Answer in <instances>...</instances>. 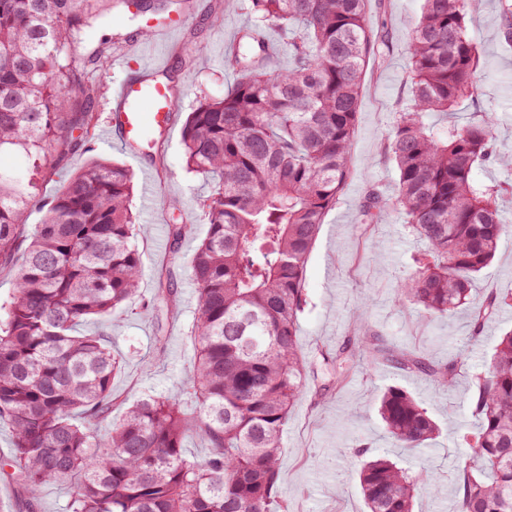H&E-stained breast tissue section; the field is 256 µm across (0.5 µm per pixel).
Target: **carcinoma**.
I'll use <instances>...</instances> for the list:
<instances>
[{"label":"carcinoma","instance_id":"1","mask_svg":"<svg viewBox=\"0 0 512 512\" xmlns=\"http://www.w3.org/2000/svg\"><path fill=\"white\" fill-rule=\"evenodd\" d=\"M254 30L295 33L292 66L270 71L248 48L241 77L220 98L204 97L182 130L186 167L211 181L203 200L207 231L189 260L198 290L191 329L196 362L184 395L133 403L94 426L114 401L120 360L99 336L77 327L105 318L138 292L134 181L124 166L91 159L58 190L43 223L28 235L25 214L37 185L88 145L97 126L94 88L80 51L105 63L103 21L128 0H0V155L26 161L25 175L0 170V271L15 290L0 316V422L13 451L0 470L35 495L51 480L70 485L68 512H278L282 433L310 365L299 345L309 255L326 214L352 176L351 151L365 67L384 46L370 20L372 0H228ZM475 0H423L409 35L412 97L398 113L388 153L398 171L394 198L371 190L366 224L397 209L426 253L398 287L399 302L430 317L469 304L479 273L512 232L497 190L474 176L494 161L512 165L496 144L492 113L446 121L475 98L481 74L467 26ZM512 293L491 295L476 325ZM365 351L403 370L453 386L461 361L443 366L362 337ZM468 451L458 466L456 512H512V329L472 372ZM386 431L419 449L437 425L407 389L378 400ZM211 448L185 455L188 433ZM367 512H413L422 487L385 455L358 472Z\"/></svg>","mask_w":512,"mask_h":512}]
</instances>
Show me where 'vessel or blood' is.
<instances>
[{"label":"vessel or blood","mask_w":512,"mask_h":512,"mask_svg":"<svg viewBox=\"0 0 512 512\" xmlns=\"http://www.w3.org/2000/svg\"><path fill=\"white\" fill-rule=\"evenodd\" d=\"M166 67L162 60L139 63L134 73L111 89L112 112L107 132L130 153H138L144 127H152L163 135L174 128L173 90L158 79Z\"/></svg>","instance_id":"1"}]
</instances>
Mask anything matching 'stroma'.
Segmentation results:
<instances>
[{"label":"stroma","mask_w":512,"mask_h":512,"mask_svg":"<svg viewBox=\"0 0 512 512\" xmlns=\"http://www.w3.org/2000/svg\"><path fill=\"white\" fill-rule=\"evenodd\" d=\"M421 13L420 0H373L371 23L382 32L389 48L366 69L352 147L353 175L327 213L306 269L307 304L300 316V343L313 367L323 355L345 352L352 361L340 387L322 389V377L309 376L292 409L282 436L279 502L282 512H364L357 472L368 457L383 454L414 472L430 469L447 486V496L420 493L414 512H454L458 462L465 454L460 435L470 423L467 411L469 371L489 357L502 331L512 328V307L503 308L485 323L472 325L471 307H462L451 320L430 319L397 301L398 283L414 270V258L425 248L391 211L377 224L360 221V205L371 189L394 195L397 171L387 144L398 112L411 96L407 37ZM182 30L171 43L159 46L151 33L153 15L134 19L113 14L99 30L109 43L108 63L84 65L98 88L95 110L98 127L91 152L64 159L56 174L38 192L40 202L26 214L28 229L42 223L44 201L60 183L91 157L105 158L129 168L136 188L156 186L154 207L137 202L140 213L137 244L142 255L140 290L131 303L117 310L114 320L91 321L83 333L104 337L121 359L112 383L115 401L112 419L145 394L180 392L195 363L190 329L197 315L198 295L190 278L188 260L204 238L201 203L210 191L202 176L188 172L183 162L182 126L188 112L206 96H220L237 81V68L224 59V38L245 28L247 15L227 0H194L184 15ZM470 32L480 52L481 86L476 98L463 102L456 119L466 123L481 113L499 116L495 136L499 146L512 149V43L503 38L501 0H484L468 15ZM136 41L144 58L164 55L163 79L174 91L176 121L171 136L147 133L139 156H131L106 135L110 92L125 75L116 66ZM197 47L187 56V47ZM179 199L180 223L191 231L178 246L168 235L169 199ZM478 294L512 289V233L502 236L493 262L479 274ZM173 291V305L161 311H142V301L162 291ZM369 299L367 324H358L353 309ZM378 338L387 348L407 349L443 365L462 358L464 366L453 389H445L421 373L372 360L361 350V336ZM399 385L413 393L440 426L439 436L426 448L396 447L377 413L374 399L386 387ZM69 486L53 482L36 497L0 474V512H67Z\"/></svg>","instance_id":"1"}]
</instances>
